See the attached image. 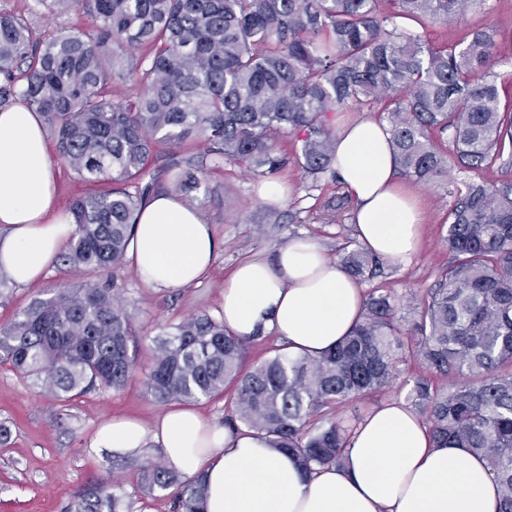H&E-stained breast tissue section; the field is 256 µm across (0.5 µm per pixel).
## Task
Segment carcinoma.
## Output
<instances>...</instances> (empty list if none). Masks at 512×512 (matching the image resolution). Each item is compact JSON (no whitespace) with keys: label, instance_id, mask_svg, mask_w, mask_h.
I'll return each mask as SVG.
<instances>
[{"label":"carcinoma","instance_id":"obj_1","mask_svg":"<svg viewBox=\"0 0 512 512\" xmlns=\"http://www.w3.org/2000/svg\"><path fill=\"white\" fill-rule=\"evenodd\" d=\"M50 13L81 12L88 27L30 36L0 13V106L22 99L39 113L57 157L79 179L112 188L76 198L75 231L61 265L97 277L35 298L0 324V358L58 399L119 390L135 371V330L117 272L133 226L159 178L188 201L208 190L196 144L211 167L229 160L273 175L292 161L314 183L335 175L333 117L367 106L384 115L398 172L428 183L512 157V104L490 69L495 35L435 46L399 24L446 21L468 0H36ZM146 48L140 57L134 51ZM130 82L134 92L113 93ZM292 133L293 156L275 138ZM451 133L453 149L440 141ZM448 212L451 260L405 325L395 299L372 290L362 321L318 358L282 348L248 371L254 337L202 314L157 337L144 386L162 403L209 399L234 384L225 421L256 430L304 472L341 468L349 429L336 407L389 386L407 355L453 382L412 374L411 407L438 446L486 460L512 512V184L460 180ZM340 261L370 280L381 262L357 243ZM144 495L173 490L174 512H200L207 486L147 457ZM117 486L89 484L67 512H130Z\"/></svg>","mask_w":512,"mask_h":512}]
</instances>
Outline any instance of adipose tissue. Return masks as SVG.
I'll return each instance as SVG.
<instances>
[{"mask_svg":"<svg viewBox=\"0 0 512 512\" xmlns=\"http://www.w3.org/2000/svg\"><path fill=\"white\" fill-rule=\"evenodd\" d=\"M334 168L356 202L360 245L400 265L411 260L424 214L415 192L397 178L387 126L337 114ZM55 177L40 116L24 101L0 110V273L14 284L40 282L57 262L75 225L53 210ZM140 280L183 288L212 267L217 243L197 208L176 193L151 197L130 238ZM358 280L310 239L280 248L274 261L252 259L224 280L220 315L239 336L262 330L285 339L289 353L320 356L360 322ZM161 448L169 467L202 475L203 512H499V487L481 458L437 447L428 426L405 404L368 414L351 432L344 468L303 475L271 449L264 434L231 430L190 409L167 410L152 426L102 423L94 447L137 453Z\"/></svg>","mask_w":512,"mask_h":512,"instance_id":"adipose-tissue-1","label":"adipose tissue"}]
</instances>
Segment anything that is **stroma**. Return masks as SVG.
I'll use <instances>...</instances> for the list:
<instances>
[{
	"label": "stroma",
	"mask_w": 512,
	"mask_h": 512,
	"mask_svg": "<svg viewBox=\"0 0 512 512\" xmlns=\"http://www.w3.org/2000/svg\"><path fill=\"white\" fill-rule=\"evenodd\" d=\"M0 11L26 18L36 40L56 30L90 23L86 17L35 11L34 0H0ZM478 31L498 34L499 51L493 68L512 73V0H479L453 20L426 22L424 36L435 45H464ZM463 177L453 166L432 182L415 184L426 212L416 256L403 269L383 264L380 276L364 285L365 290L379 288L396 296L398 314L404 319H411L414 301L434 286L448 264L444 238L453 202L448 186ZM271 180L288 187L281 202L261 200V176L237 164L225 162L222 170L211 173L209 194L193 201L212 225L218 241L214 267L201 284L154 290L139 280L131 266L121 270L125 305L138 344L136 371L122 390L95 391L58 401L0 362V512H66L85 485L102 482L120 485L134 503L132 512H172L168 495L141 494L140 455L118 456L91 446L97 428L108 418L131 417L149 425L165 412V404L155 401L143 385L155 337L191 317L217 315L224 279L244 260L273 259L296 237L313 239L336 257L346 242L356 238L352 209H345L329 222L321 218L325 201L345 193L338 181L326 176L314 185L304 182L301 170L293 165L280 169ZM80 281V276L64 273L57 265L34 285L7 284L0 289V323L10 321L41 292L69 288ZM399 368L400 378L388 389L352 398L341 406L339 415L345 426L356 427L370 411L385 403L405 401L408 388L404 379L415 366L406 361Z\"/></svg>",
	"instance_id": "1"
}]
</instances>
